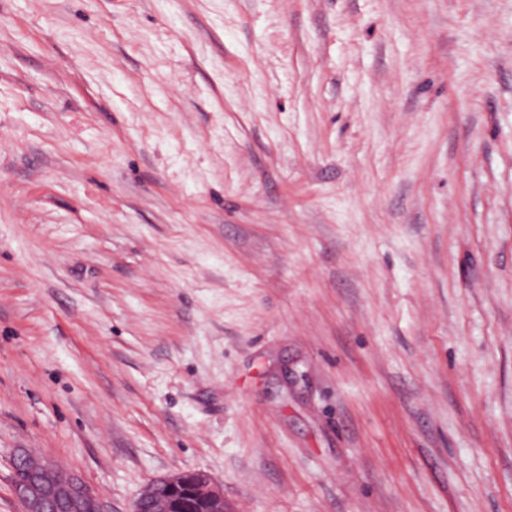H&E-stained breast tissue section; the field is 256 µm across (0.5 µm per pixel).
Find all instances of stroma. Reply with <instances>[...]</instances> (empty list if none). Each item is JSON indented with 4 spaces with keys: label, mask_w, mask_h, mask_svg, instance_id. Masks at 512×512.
I'll use <instances>...</instances> for the list:
<instances>
[{
    "label": "stroma",
    "mask_w": 512,
    "mask_h": 512,
    "mask_svg": "<svg viewBox=\"0 0 512 512\" xmlns=\"http://www.w3.org/2000/svg\"><path fill=\"white\" fill-rule=\"evenodd\" d=\"M512 512V0H0V512ZM13 472V491L24 512H103L99 497L78 474L59 480L51 464L23 450L14 457ZM133 512H228L224 493L201 470L157 477L146 484Z\"/></svg>",
    "instance_id": "35a3bbf8"
}]
</instances>
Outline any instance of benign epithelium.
I'll use <instances>...</instances> for the list:
<instances>
[{
	"label": "benign epithelium",
	"instance_id": "7a95c632",
	"mask_svg": "<svg viewBox=\"0 0 512 512\" xmlns=\"http://www.w3.org/2000/svg\"><path fill=\"white\" fill-rule=\"evenodd\" d=\"M23 472L13 491L24 512H103L99 497L81 476L59 480L54 467L33 459L23 450L16 453L13 472ZM133 512H228L224 493L201 470L157 477L146 484L133 503Z\"/></svg>",
	"mask_w": 512,
	"mask_h": 512
}]
</instances>
